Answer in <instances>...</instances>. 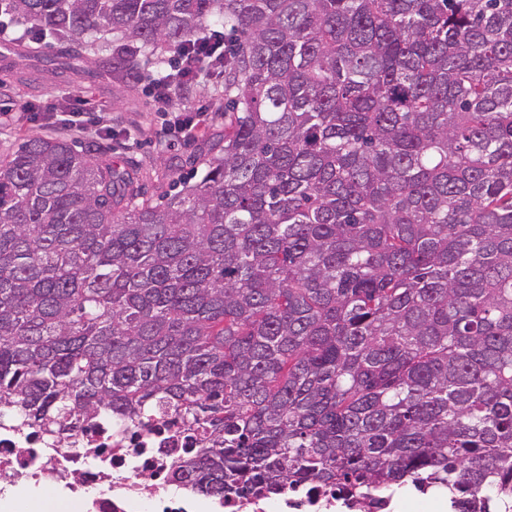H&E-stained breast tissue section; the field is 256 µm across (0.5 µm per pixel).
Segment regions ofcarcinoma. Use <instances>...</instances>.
<instances>
[{"instance_id": "obj_1", "label": "carcinoma", "mask_w": 512, "mask_h": 512, "mask_svg": "<svg viewBox=\"0 0 512 512\" xmlns=\"http://www.w3.org/2000/svg\"><path fill=\"white\" fill-rule=\"evenodd\" d=\"M83 59L215 25L224 149L161 204L0 156V417L174 418L203 495L413 484L512 512V0H0ZM125 204L118 211L116 206Z\"/></svg>"}]
</instances>
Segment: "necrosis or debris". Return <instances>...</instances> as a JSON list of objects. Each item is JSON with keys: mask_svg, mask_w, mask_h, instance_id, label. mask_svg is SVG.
Wrapping results in <instances>:
<instances>
[{"mask_svg": "<svg viewBox=\"0 0 512 512\" xmlns=\"http://www.w3.org/2000/svg\"><path fill=\"white\" fill-rule=\"evenodd\" d=\"M158 443L155 433L118 421L65 448L3 426L0 474L16 488L32 482L53 490L59 512H365L316 484L251 497L179 494L164 478L178 453H159ZM90 446L99 455L86 456Z\"/></svg>", "mask_w": 512, "mask_h": 512, "instance_id": "1", "label": "necrosis or debris"}]
</instances>
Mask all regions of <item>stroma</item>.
Segmentation results:
<instances>
[{"instance_id":"35a3bbf8","label":"stroma","mask_w":512,"mask_h":512,"mask_svg":"<svg viewBox=\"0 0 512 512\" xmlns=\"http://www.w3.org/2000/svg\"><path fill=\"white\" fill-rule=\"evenodd\" d=\"M15 24L0 37V154L26 137H65L96 159L129 163L137 172L138 199L161 202L193 179L224 144V81L192 83L170 110L157 109L154 89L123 66L124 42L101 32L88 38L86 65L94 77L67 75L53 58L59 45L26 35ZM82 98L83 129L61 125V114ZM202 115L195 138L167 134L173 116Z\"/></svg>"}]
</instances>
